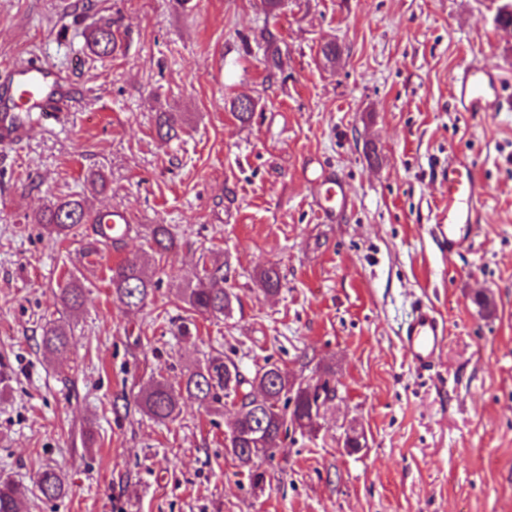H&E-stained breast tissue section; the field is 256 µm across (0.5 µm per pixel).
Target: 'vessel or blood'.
Wrapping results in <instances>:
<instances>
[{
	"label": "vessel or blood",
	"instance_id": "b4317fda",
	"mask_svg": "<svg viewBox=\"0 0 512 512\" xmlns=\"http://www.w3.org/2000/svg\"><path fill=\"white\" fill-rule=\"evenodd\" d=\"M499 70L472 62L462 63L453 79V95L460 111L474 114L498 109ZM69 104L63 80L44 65L23 63L15 67L8 83L0 85V145L19 146L25 136L23 115L37 113L42 123L59 121ZM315 205L320 222L335 223L347 209L342 180L331 173L315 175ZM448 187V221L439 225L441 242L448 254L470 246L478 232L477 216L487 194L472 163L462 153H455L445 173ZM128 228L124 211L115 209L101 220V233L113 238ZM447 329L433 309L414 308L400 331L401 347L412 367L432 368L442 349Z\"/></svg>",
	"mask_w": 512,
	"mask_h": 512
}]
</instances>
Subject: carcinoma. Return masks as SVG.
I'll return each instance as SVG.
<instances>
[{"mask_svg":"<svg viewBox=\"0 0 512 512\" xmlns=\"http://www.w3.org/2000/svg\"><path fill=\"white\" fill-rule=\"evenodd\" d=\"M88 49L98 56H109L118 47L116 31L107 22L87 36ZM182 124L179 112H161L156 120L158 135L170 139L177 135ZM37 223L49 234L58 238L77 236L83 227L92 223L85 200L78 197L59 199L47 207ZM150 248L162 255L172 249L175 239L165 224L149 227ZM229 269L222 265L202 266V274L196 276L194 287L186 289L185 301L192 313L219 317L232 308V295L224 289ZM259 283L267 294L279 291L280 274L269 265L260 269ZM112 296L128 309L139 310L146 305L153 293V283L135 260H127L111 269ZM83 291L76 282H69L61 289L60 301L64 308L76 312L82 305ZM42 347L51 354H61L70 346V336L65 325L51 323L42 329ZM266 393L261 405H254L252 391ZM240 396L241 409L245 410L239 423V436L231 442V452L242 466L247 467L252 458L263 454L273 459L275 449L288 438L289 433L314 431L312 413L318 411L320 397L336 396V385L329 378H319L308 386L307 392L298 394L289 387L288 372L270 360L246 378L239 367L227 355L210 356L205 366L188 370L179 389L155 380L140 393L142 411L154 421L164 424L175 419L181 403L190 398L199 405L212 409L228 399L231 394ZM68 491V482L54 468L38 473L33 485L28 487L0 475V512H19L21 501L28 495L46 500H56Z\"/></svg>","mask_w":512,"mask_h":512,"instance_id":"1","label":"carcinoma"}]
</instances>
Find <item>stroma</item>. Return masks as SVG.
<instances>
[{"label": "stroma", "instance_id": "stroma-1", "mask_svg": "<svg viewBox=\"0 0 512 512\" xmlns=\"http://www.w3.org/2000/svg\"><path fill=\"white\" fill-rule=\"evenodd\" d=\"M509 5L282 0L268 14L261 0H0V81L38 61L73 94L60 123H32L23 145L0 150V473L28 485L52 467L70 484L22 512H512V28L495 22ZM108 21L122 47L99 57L84 35ZM331 41L333 64L321 54ZM465 61L501 70V111H457ZM239 97L255 105L245 123ZM161 112L183 115L172 140L157 136ZM456 147L488 195L474 243L450 255L437 227ZM306 165L343 180L336 223H318ZM97 169L103 193L87 181ZM79 195L132 219L90 258L82 238L36 222ZM152 224L168 225L171 251L150 249ZM128 258L157 284L134 311L109 283ZM215 260L235 300L206 319L182 295ZM269 264L273 295L256 281ZM73 279L83 305L68 315L58 296ZM421 303L447 325L425 372L399 344ZM53 319L70 323L62 355L40 345ZM217 353L247 376L269 359L336 385L317 433L260 463L259 490L224 451L236 406L188 400L159 424L138 403L150 380L179 386ZM352 427L362 451L343 446Z\"/></svg>", "mask_w": 512, "mask_h": 512}]
</instances>
